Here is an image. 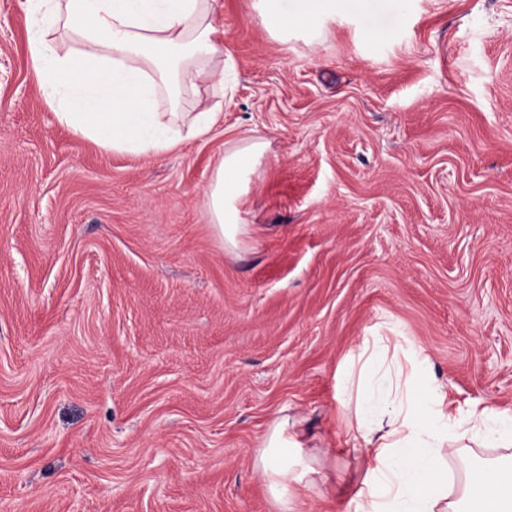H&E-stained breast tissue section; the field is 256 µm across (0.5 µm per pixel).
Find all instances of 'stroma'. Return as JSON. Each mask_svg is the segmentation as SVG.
Wrapping results in <instances>:
<instances>
[{"mask_svg":"<svg viewBox=\"0 0 512 512\" xmlns=\"http://www.w3.org/2000/svg\"><path fill=\"white\" fill-rule=\"evenodd\" d=\"M0 0V512H279L274 418L344 488L338 372L391 324L448 398L512 410V0H338L272 37L224 0V120L161 156L58 123ZM267 148L227 247L206 191Z\"/></svg>","mask_w":512,"mask_h":512,"instance_id":"35a3bbf8","label":"stroma"}]
</instances>
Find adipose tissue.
Instances as JSON below:
<instances>
[{"label":"adipose tissue","instance_id":"obj_1","mask_svg":"<svg viewBox=\"0 0 512 512\" xmlns=\"http://www.w3.org/2000/svg\"><path fill=\"white\" fill-rule=\"evenodd\" d=\"M259 0L273 36L312 28L335 12L336 0ZM32 21L31 65L59 123L100 148L160 155L210 133L224 119L217 108L184 107L201 87L233 90L236 70L224 56L218 18L222 0H26ZM167 111H159L160 103ZM262 142L225 153L206 204L224 241L238 246L247 229L241 195L255 173ZM337 411L353 448L368 465L347 491L346 512H512V462L474 467L455 496L447 459L473 442L512 447V411L482 402L461 409L431 373L424 348L407 361L380 331L362 337L339 375ZM258 468L280 512H295L291 485L323 495L325 477L311 465L294 469L301 434L288 417L273 421L261 440Z\"/></svg>","mask_w":512,"mask_h":512}]
</instances>
